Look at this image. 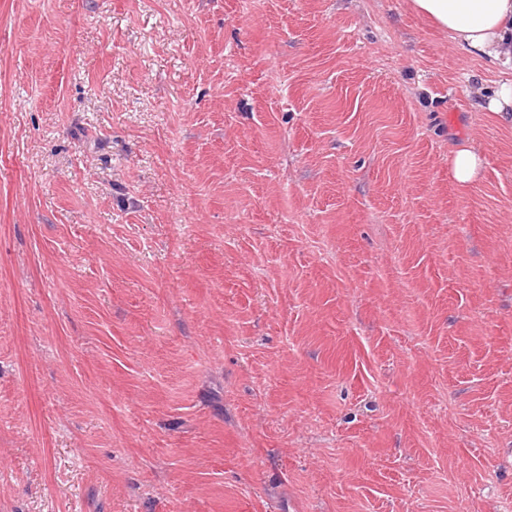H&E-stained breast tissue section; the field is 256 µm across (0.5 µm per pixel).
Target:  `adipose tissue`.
I'll return each instance as SVG.
<instances>
[{"label": "adipose tissue", "mask_w": 512, "mask_h": 512, "mask_svg": "<svg viewBox=\"0 0 512 512\" xmlns=\"http://www.w3.org/2000/svg\"><path fill=\"white\" fill-rule=\"evenodd\" d=\"M468 54L512 67V0H412Z\"/></svg>", "instance_id": "ef3b65f1"}]
</instances>
